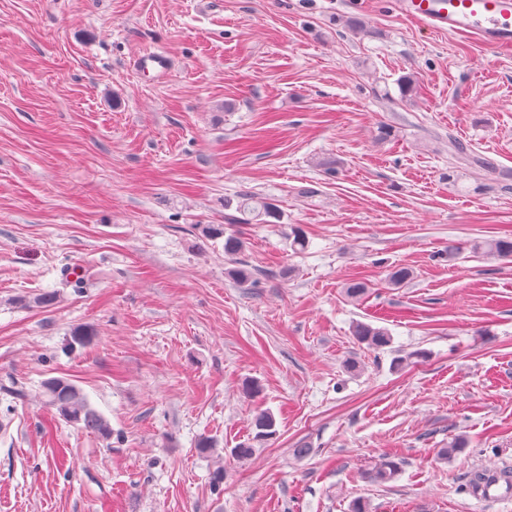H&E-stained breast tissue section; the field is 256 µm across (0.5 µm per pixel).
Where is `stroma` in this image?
Returning a JSON list of instances; mask_svg holds the SVG:
<instances>
[{"instance_id":"35a3bbf8","label":"stroma","mask_w":512,"mask_h":512,"mask_svg":"<svg viewBox=\"0 0 512 512\" xmlns=\"http://www.w3.org/2000/svg\"><path fill=\"white\" fill-rule=\"evenodd\" d=\"M452 138L512 173V49L392 0H0V381L32 394L0 395V512H512L468 488L512 472V258L480 249L512 188ZM243 189L280 219L235 261L199 227ZM53 377L111 438L42 403ZM259 407L277 437L237 459ZM382 455L398 478L363 480ZM139 70L154 71L157 76L169 74L174 67L173 60L164 53L149 52L139 56L135 62ZM448 151L457 156V158L465 164L477 167L487 172L496 173V167L487 161V159L468 153L466 145L455 139H449ZM352 333L357 341L376 350H382L391 345V336L385 328L358 322L353 326Z\"/></svg>"}]
</instances>
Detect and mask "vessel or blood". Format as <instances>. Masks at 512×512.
Masks as SVG:
<instances>
[{
  "label": "vessel or blood",
  "instance_id": "1",
  "mask_svg": "<svg viewBox=\"0 0 512 512\" xmlns=\"http://www.w3.org/2000/svg\"><path fill=\"white\" fill-rule=\"evenodd\" d=\"M397 9L420 25L439 32L474 34L488 47L512 48V0H395ZM136 65L156 75L169 74L174 63L164 53L139 56Z\"/></svg>",
  "mask_w": 512,
  "mask_h": 512
}]
</instances>
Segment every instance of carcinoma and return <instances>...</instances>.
<instances>
[{"label": "carcinoma", "instance_id": "carcinoma-1", "mask_svg": "<svg viewBox=\"0 0 512 512\" xmlns=\"http://www.w3.org/2000/svg\"><path fill=\"white\" fill-rule=\"evenodd\" d=\"M448 151L471 166L491 173L496 172V167L487 159L468 153L467 146L455 139L448 140ZM233 206L242 217H230L225 224H208L202 227L204 236L210 239H224V254L229 256L240 254L244 247V241L238 236L235 225L245 222L266 224L270 218H279V212L272 204L247 191L237 194L233 200L224 202L227 209ZM481 249L501 258H512V239H493L481 246ZM352 333L357 341L376 350L391 345V336L384 328L358 322L353 326ZM39 397L46 405L55 409L56 415L64 421L105 439L112 437L110 421L92 406L83 390L70 380L54 377L44 381ZM251 428V438L233 449L234 455L239 459L250 457L254 444H262L276 436V420L268 410L260 408L256 411ZM399 472V464L383 456L362 471V478L370 483L383 484L395 479Z\"/></svg>", "mask_w": 512, "mask_h": 512}]
</instances>
